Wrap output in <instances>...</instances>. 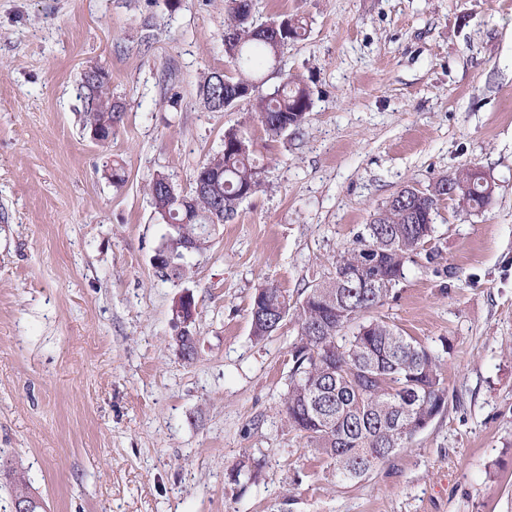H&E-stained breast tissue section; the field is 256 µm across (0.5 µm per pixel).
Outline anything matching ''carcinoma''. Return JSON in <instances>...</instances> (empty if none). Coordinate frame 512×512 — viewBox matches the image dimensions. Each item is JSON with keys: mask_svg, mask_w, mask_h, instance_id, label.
Returning a JSON list of instances; mask_svg holds the SVG:
<instances>
[{"mask_svg": "<svg viewBox=\"0 0 512 512\" xmlns=\"http://www.w3.org/2000/svg\"><path fill=\"white\" fill-rule=\"evenodd\" d=\"M252 0H225L224 30H237V40L224 43L232 63V81L255 86L247 101L264 131L280 136L300 130L310 112L311 90L301 80L286 77L268 90L254 67L274 62V39L254 32L246 20ZM306 33L300 18L288 16L285 42ZM222 71L205 72L199 91L214 112L228 110L224 103ZM86 107L83 127L103 130L100 143L112 139V128L122 121V106L112 101L110 78L90 82L83 75ZM457 201L469 214L483 212L495 187L478 168L463 167L453 173ZM168 176L158 172L147 184L151 204L162 223L173 220L182 232L164 236L170 248L174 239L198 238L197 251L210 247L203 237L210 225L233 219L244 201L243 193L257 192L261 171L252 143L237 131L224 133L222 147L197 172L185 195L190 216L172 214L173 206L161 188ZM407 188L396 192L365 225L356 246L341 254L331 276L302 290L295 300L273 285H262L252 297L251 332L258 341L271 336L281 324L280 313L291 314L298 340L289 351L287 391L283 395L289 426L306 439L308 447L325 456L336 478L359 481L391 456V449L407 447L422 405L441 414L447 393L436 352L405 336L379 314L393 288L405 278L406 264L432 239L434 215L448 194L433 185L422 191L417 205L400 200Z\"/></svg>", "mask_w": 512, "mask_h": 512, "instance_id": "carcinoma-1", "label": "carcinoma"}]
</instances>
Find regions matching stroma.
Here are the masks:
<instances>
[{"label": "stroma", "instance_id": "1", "mask_svg": "<svg viewBox=\"0 0 512 512\" xmlns=\"http://www.w3.org/2000/svg\"><path fill=\"white\" fill-rule=\"evenodd\" d=\"M253 14L306 24L261 70L310 88L300 132L205 106L201 75L228 66L224 0H0V457L47 512H512V0H253ZM91 68L123 108L106 146L81 122ZM231 129L262 185L188 278L161 280L146 185L161 171L189 192ZM464 166L491 176L493 203L442 202L433 256L380 309L439 354L447 407L339 482L281 408L298 327L256 341L252 296L326 280L393 194ZM185 293L188 362L171 343ZM242 461L255 480L236 477Z\"/></svg>", "mask_w": 512, "mask_h": 512}]
</instances>
